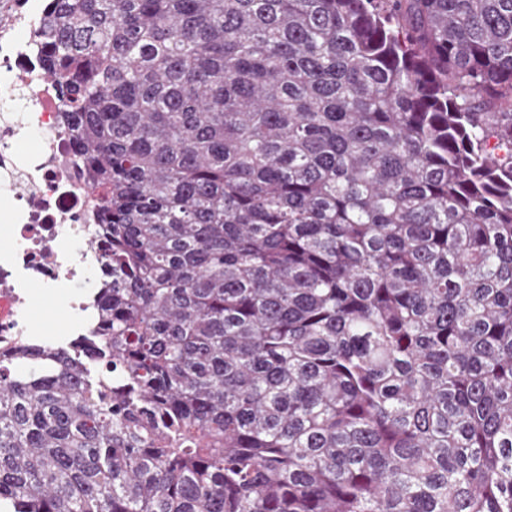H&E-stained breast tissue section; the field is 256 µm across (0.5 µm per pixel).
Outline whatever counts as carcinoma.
<instances>
[{
	"mask_svg": "<svg viewBox=\"0 0 512 512\" xmlns=\"http://www.w3.org/2000/svg\"><path fill=\"white\" fill-rule=\"evenodd\" d=\"M112 284L0 359L11 512H512V0H52Z\"/></svg>",
	"mask_w": 512,
	"mask_h": 512,
	"instance_id": "cac0c4a2",
	"label": "carcinoma"
}]
</instances>
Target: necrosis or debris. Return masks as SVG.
Masks as SVG:
<instances>
[{"label": "necrosis or debris", "instance_id": "necrosis-or-debris-1", "mask_svg": "<svg viewBox=\"0 0 512 512\" xmlns=\"http://www.w3.org/2000/svg\"><path fill=\"white\" fill-rule=\"evenodd\" d=\"M50 0H0V93L23 91L19 116L0 114V355L21 347L63 346L84 335L97 316L95 291L109 281L106 244L92 218L96 194L70 150L56 88L41 72L33 36ZM37 133L36 153L16 150L25 133ZM63 314L64 328L48 331L27 315L31 286Z\"/></svg>", "mask_w": 512, "mask_h": 512}]
</instances>
